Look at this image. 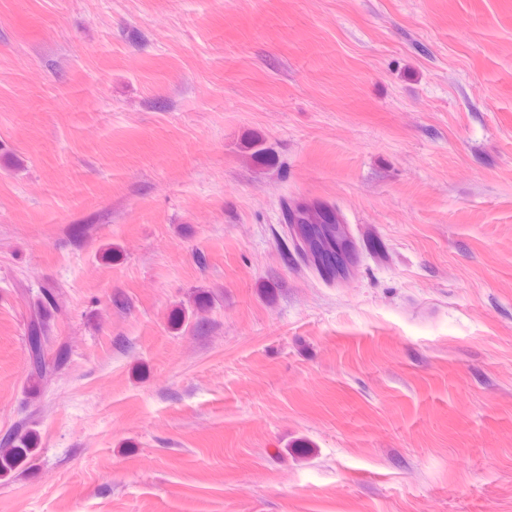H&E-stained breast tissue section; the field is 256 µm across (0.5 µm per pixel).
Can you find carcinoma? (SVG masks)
I'll use <instances>...</instances> for the list:
<instances>
[{"instance_id":"obj_1","label":"carcinoma","mask_w":512,"mask_h":512,"mask_svg":"<svg viewBox=\"0 0 512 512\" xmlns=\"http://www.w3.org/2000/svg\"><path fill=\"white\" fill-rule=\"evenodd\" d=\"M282 219L287 232L306 230V225L315 224L318 242L310 244L306 250L300 242H295L304 260L310 263L322 277L329 281L336 279L335 267L332 264L336 249V240L349 236L344 220L336 208L327 203L307 204L305 202H282ZM56 308L53 293L46 289L42 297L30 303L29 321L27 324V349L31 365V376L39 384L52 381L62 357L51 361L46 356L47 336L46 319L50 311ZM37 435L33 432L17 433L0 442V477L8 476L18 467L26 464L35 451Z\"/></svg>"}]
</instances>
